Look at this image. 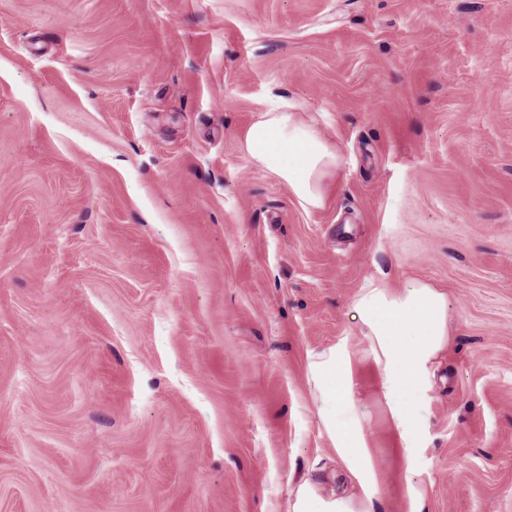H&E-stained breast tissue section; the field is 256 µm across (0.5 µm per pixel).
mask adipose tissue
<instances>
[{"label": "adipose tissue", "mask_w": 512, "mask_h": 512, "mask_svg": "<svg viewBox=\"0 0 512 512\" xmlns=\"http://www.w3.org/2000/svg\"><path fill=\"white\" fill-rule=\"evenodd\" d=\"M244 158L284 183L306 210L325 204L343 171L340 143L301 115L297 103L277 99L241 139ZM353 307L377 364L392 421L403 442L418 436L417 400L429 388L431 369L448 343L447 295L410 279L395 287L372 277L355 295ZM357 352L337 344L308 356V376L319 421L346 470L369 487L374 482L364 414L354 391ZM292 512H376L372 496H323L309 482L295 491Z\"/></svg>", "instance_id": "adipose-tissue-1"}]
</instances>
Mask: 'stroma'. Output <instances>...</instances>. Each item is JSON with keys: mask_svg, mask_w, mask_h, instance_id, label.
Returning <instances> with one entry per match:
<instances>
[{"mask_svg": "<svg viewBox=\"0 0 512 512\" xmlns=\"http://www.w3.org/2000/svg\"><path fill=\"white\" fill-rule=\"evenodd\" d=\"M342 146L304 210L250 165L274 97ZM449 300L377 512H512V0H0V512H289L362 496L308 354L367 279ZM292 512H377L373 495L364 499L345 496L321 495L308 481L299 484L295 491Z\"/></svg>", "mask_w": 512, "mask_h": 512, "instance_id": "obj_1", "label": "stroma"}]
</instances>
